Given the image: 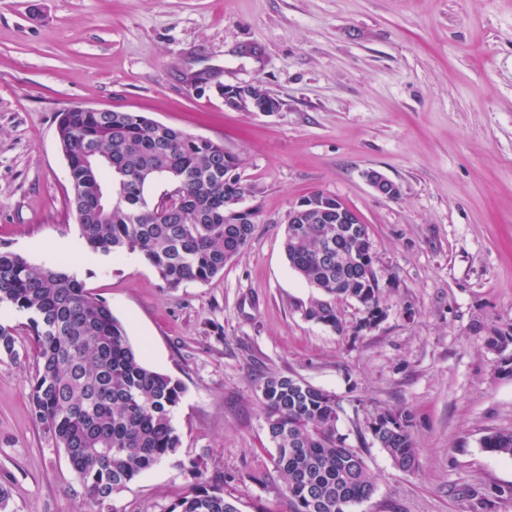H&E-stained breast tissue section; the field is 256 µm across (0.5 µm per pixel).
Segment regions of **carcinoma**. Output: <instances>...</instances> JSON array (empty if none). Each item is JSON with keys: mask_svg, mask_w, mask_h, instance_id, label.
Returning a JSON list of instances; mask_svg holds the SVG:
<instances>
[{"mask_svg": "<svg viewBox=\"0 0 512 512\" xmlns=\"http://www.w3.org/2000/svg\"><path fill=\"white\" fill-rule=\"evenodd\" d=\"M58 142L68 161L81 238L116 257L139 254L168 288L206 282L244 249L255 221L235 224L224 200L249 188L224 171V146L137 112H90L76 106L58 117ZM163 177L183 187L179 206H151L146 187ZM330 212L315 224H288L284 251L291 268L323 299L305 316L342 331L338 299H354L370 317L380 311L368 270L369 227L353 232ZM31 313L37 369L29 400L35 421L65 450L85 494L108 506L114 494L164 459L180 438L173 413L183 388L145 366L124 325L86 287L65 259L31 265L0 249V307ZM273 463L291 512H350L375 484L362 456L338 431L336 397L292 376L269 375L259 386ZM410 416L382 411L371 419L372 440L404 472L417 454ZM487 451L512 458V430L485 435ZM177 512H238L223 491L195 486Z\"/></svg>", "mask_w": 512, "mask_h": 512, "instance_id": "cac0c4a2", "label": "carcinoma"}]
</instances>
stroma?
Here are the masks:
<instances>
[{"label": "stroma", "instance_id": "35a3bbf8", "mask_svg": "<svg viewBox=\"0 0 512 512\" xmlns=\"http://www.w3.org/2000/svg\"><path fill=\"white\" fill-rule=\"evenodd\" d=\"M252 84L279 111L234 112L219 85ZM145 116L223 144L256 223L207 283L165 288L145 262L84 247L68 206L59 112ZM397 183L386 198L366 181ZM334 195L369 226L382 316L338 301L342 331L310 321L319 293L286 258L289 207ZM65 256L126 327L142 362L178 380L176 456L115 494L117 512H172L193 480L239 512H289L259 384L335 395L338 429L375 483L352 512H512V366L487 341L512 323V0H0V248ZM0 482L7 512H99L36 423L26 313L6 309ZM405 411L418 467L373 442L375 411ZM482 448L503 457L512 458V430H496L485 435Z\"/></svg>", "mask_w": 512, "mask_h": 512}]
</instances>
